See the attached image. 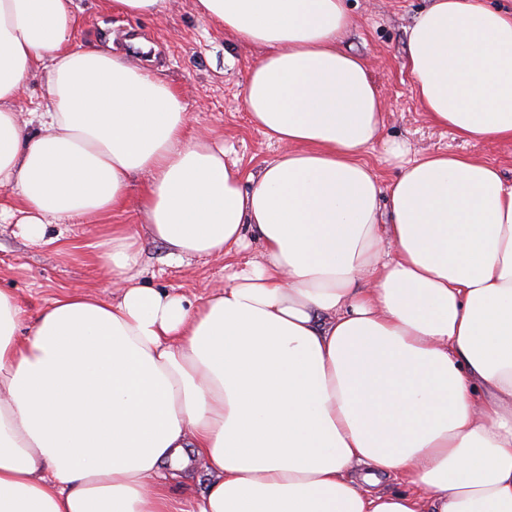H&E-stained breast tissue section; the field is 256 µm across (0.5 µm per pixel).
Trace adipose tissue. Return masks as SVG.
I'll use <instances>...</instances> for the list:
<instances>
[{"label": "adipose tissue", "instance_id": "adipose-tissue-1", "mask_svg": "<svg viewBox=\"0 0 512 512\" xmlns=\"http://www.w3.org/2000/svg\"><path fill=\"white\" fill-rule=\"evenodd\" d=\"M197 5L261 51L244 106L281 153L247 178L174 86L76 46L74 0H0V222L43 238L142 174L171 259L261 245L196 303L139 284L126 224L101 242L112 299L63 293L30 325L0 290V512H512V186L382 139L344 0ZM406 65L434 124L512 141V13L435 0ZM377 142L402 169L386 190L359 158ZM46 82V70H34L18 91L17 104L24 110L33 109L40 101Z\"/></svg>", "mask_w": 512, "mask_h": 512}]
</instances>
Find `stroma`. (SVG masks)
<instances>
[{"label": "stroma", "instance_id": "1", "mask_svg": "<svg viewBox=\"0 0 512 512\" xmlns=\"http://www.w3.org/2000/svg\"><path fill=\"white\" fill-rule=\"evenodd\" d=\"M433 0H345L350 26L339 47L362 59L385 103L384 135L406 142L413 155L449 153L478 158L499 168L512 184V142L474 140L434 125L411 91L406 67L408 32L416 16ZM79 45L124 56L130 63L158 71L188 104L191 127L212 131L224 141L226 159L243 174L257 173L281 152L251 121L244 107L247 74L258 49L236 43L223 29L201 18L196 0H168L149 18L112 11L108 0H75ZM133 178L121 211L81 222L51 226L46 241L24 238L16 225L0 223V289L12 292L29 314H36L63 292L111 297L116 288L96 250L107 225L138 224L139 189ZM140 284L175 290L191 301L224 287L225 264H238L260 253L257 241L230 260L189 258L170 263L164 243L141 233Z\"/></svg>", "mask_w": 512, "mask_h": 512}]
</instances>
